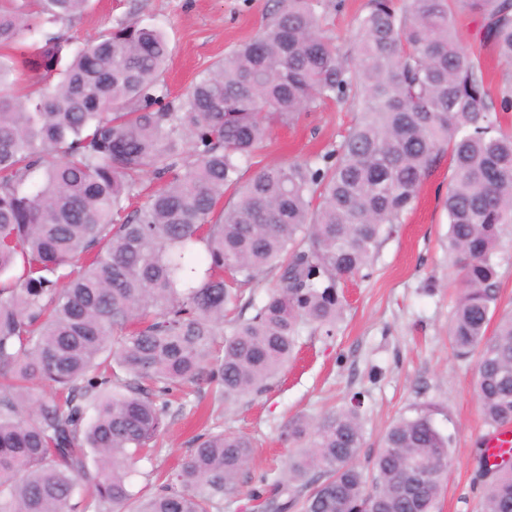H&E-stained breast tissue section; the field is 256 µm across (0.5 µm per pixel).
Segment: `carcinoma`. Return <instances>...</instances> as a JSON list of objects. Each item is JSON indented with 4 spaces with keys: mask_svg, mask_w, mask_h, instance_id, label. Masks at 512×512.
Returning a JSON list of instances; mask_svg holds the SVG:
<instances>
[{
    "mask_svg": "<svg viewBox=\"0 0 512 512\" xmlns=\"http://www.w3.org/2000/svg\"><path fill=\"white\" fill-rule=\"evenodd\" d=\"M39 3L0 0V512H221L241 493L246 435L205 430L148 494L130 468L160 449L176 394H260L304 329L335 337L341 280L369 266L445 152L463 283L448 335L477 359L486 421L512 424L497 260L512 224V70L489 83L456 27L457 9L478 15L512 65V0H368L349 52L323 31L320 0H276L177 106L161 30L121 22L64 64L63 36L30 52L21 39L89 0ZM338 99L357 117L335 162L266 165L240 184L273 124ZM272 271L265 298L246 294ZM363 441L353 406L288 422L285 475L252 497L268 512H436L451 454L432 409L387 430L369 473ZM476 475L481 512H512V466L481 456Z\"/></svg>",
    "mask_w": 512,
    "mask_h": 512,
    "instance_id": "carcinoma-1",
    "label": "carcinoma"
}]
</instances>
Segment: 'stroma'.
I'll use <instances>...</instances> for the list:
<instances>
[{
  "mask_svg": "<svg viewBox=\"0 0 512 512\" xmlns=\"http://www.w3.org/2000/svg\"><path fill=\"white\" fill-rule=\"evenodd\" d=\"M324 25L342 49L352 46L356 17L368 0H325ZM275 0H91L70 21L45 24L27 35L39 43L43 33L69 38L73 45L123 21L163 30L171 57L163 79L171 101H180L206 70L237 44L265 26ZM458 28L466 48L480 54L491 80L508 68L483 43L479 19L459 11ZM348 102L330 101L303 113L291 125L274 126L257 149L247 174L265 165L315 158L332 151L351 125ZM451 168L440 159L424 181L412 211L379 246L366 276L341 283L347 301L336 336L303 331L299 352L281 378L264 393L236 403L212 406L208 387L190 393L168 419L161 454L141 459L131 483L141 489L147 474L164 471L185 457L195 435L203 433V411L214 410L225 430L253 437V459L242 476L244 491L225 501L223 512H253L249 490L260 477L282 474L290 449L280 435L289 420L317 417L351 397L361 401L365 443L358 462L367 465L387 428L416 407L433 405L438 428L450 439L452 462L440 496V512H480L474 480L479 440L490 426L474 390L475 361L454 355L448 323L462 289L448 255V217L443 201Z\"/></svg>",
  "mask_w": 512,
  "mask_h": 512,
  "instance_id": "obj_1",
  "label": "stroma"
}]
</instances>
